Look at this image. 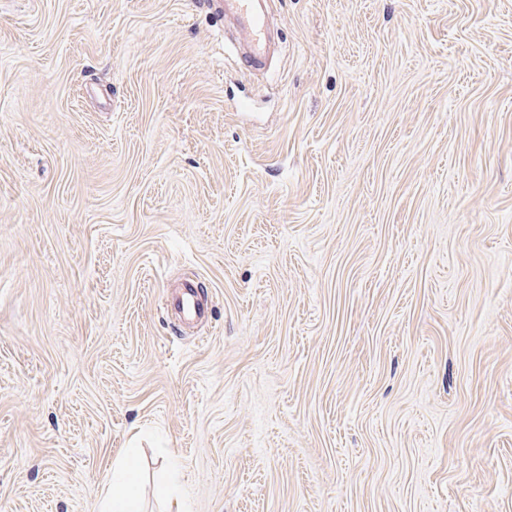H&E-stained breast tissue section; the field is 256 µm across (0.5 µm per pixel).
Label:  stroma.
Here are the masks:
<instances>
[{"instance_id":"stroma-1","label":"stroma","mask_w":512,"mask_h":512,"mask_svg":"<svg viewBox=\"0 0 512 512\" xmlns=\"http://www.w3.org/2000/svg\"><path fill=\"white\" fill-rule=\"evenodd\" d=\"M269 11L0 0L5 512H512V0ZM256 1L224 0L222 3L224 15L247 34L245 57L253 62L261 61L269 52L267 20L258 11ZM167 302L187 318H193L202 311L201 305L192 288H187L181 294L168 298ZM138 462L136 458L124 459L117 469H112V481L103 490L101 512H136L138 497Z\"/></svg>"}]
</instances>
